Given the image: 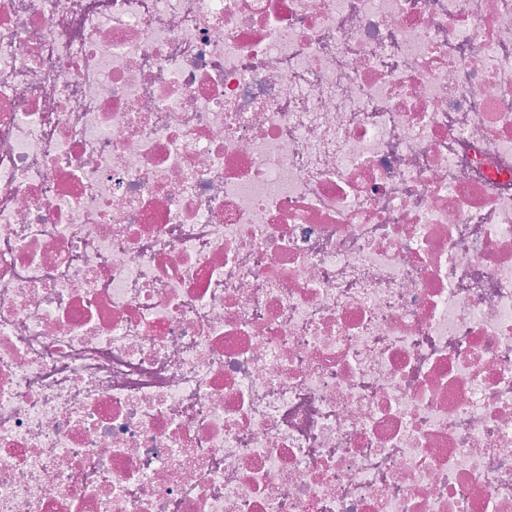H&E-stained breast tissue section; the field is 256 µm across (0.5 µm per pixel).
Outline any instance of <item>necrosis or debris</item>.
<instances>
[{"label": "necrosis or debris", "mask_w": 512, "mask_h": 512, "mask_svg": "<svg viewBox=\"0 0 512 512\" xmlns=\"http://www.w3.org/2000/svg\"><path fill=\"white\" fill-rule=\"evenodd\" d=\"M0 512H512V0H0Z\"/></svg>", "instance_id": "4bbe7bcc"}]
</instances>
